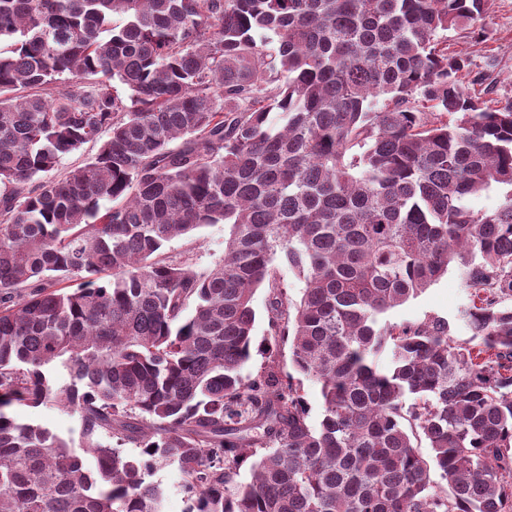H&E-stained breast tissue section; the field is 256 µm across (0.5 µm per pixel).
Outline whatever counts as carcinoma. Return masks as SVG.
<instances>
[{
	"label": "carcinoma",
	"instance_id": "cac0c4a2",
	"mask_svg": "<svg viewBox=\"0 0 512 512\" xmlns=\"http://www.w3.org/2000/svg\"><path fill=\"white\" fill-rule=\"evenodd\" d=\"M487 6L0 0V512H162L168 467L189 512H512V100L448 40ZM211 224L215 266L164 252ZM454 262L469 339L381 320ZM259 288L317 428L242 375ZM13 415L23 422H39L53 431L57 432L63 438L72 443L79 451L81 443V424L79 419L69 413L67 410L55 406H40L38 408L15 407Z\"/></svg>",
	"mask_w": 512,
	"mask_h": 512
}]
</instances>
